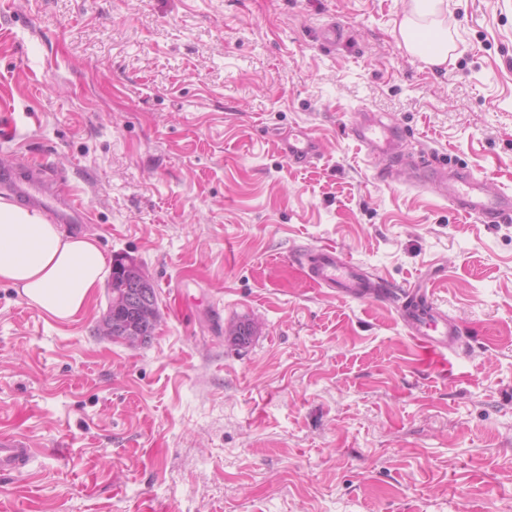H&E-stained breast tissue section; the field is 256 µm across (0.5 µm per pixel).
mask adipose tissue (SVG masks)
Listing matches in <instances>:
<instances>
[{
    "mask_svg": "<svg viewBox=\"0 0 512 512\" xmlns=\"http://www.w3.org/2000/svg\"><path fill=\"white\" fill-rule=\"evenodd\" d=\"M412 2L410 15L400 26L407 49L424 54L431 65L445 64L447 41L435 21L443 0ZM111 265L95 235H72L41 211L0 197V282L49 316L68 320L84 310Z\"/></svg>",
    "mask_w": 512,
    "mask_h": 512,
    "instance_id": "obj_1",
    "label": "adipose tissue"
}]
</instances>
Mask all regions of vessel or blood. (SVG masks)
<instances>
[{
    "label": "vessel or blood",
    "mask_w": 512,
    "mask_h": 512,
    "mask_svg": "<svg viewBox=\"0 0 512 512\" xmlns=\"http://www.w3.org/2000/svg\"><path fill=\"white\" fill-rule=\"evenodd\" d=\"M349 130L364 148L370 165L384 172L396 162L398 140L383 123L359 119L351 123ZM277 147L280 154L295 165H310L319 156L316 140L306 135H289L280 139ZM423 180L435 193L447 198L460 214L479 218L486 224L512 222V197L486 193L482 178L469 169L435 168L424 173ZM0 183L27 206L49 212L54 223L79 227L93 221L91 212L75 198L64 194L57 180L43 169L22 164L0 170ZM283 262L308 287L323 295L391 304L406 335L421 349L439 356L457 355L468 349L460 325L436 305L431 290L416 286L389 287L383 277L343 259L332 246L295 250L285 256ZM33 457L34 448L28 436L22 433L0 435V473H23Z\"/></svg>",
    "instance_id": "vessel-or-blood-1"
}]
</instances>
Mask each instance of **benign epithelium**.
I'll list each match as a JSON object with an SVG mask.
<instances>
[{"label": "benign epithelium", "instance_id": "benign-epithelium-1", "mask_svg": "<svg viewBox=\"0 0 512 512\" xmlns=\"http://www.w3.org/2000/svg\"><path fill=\"white\" fill-rule=\"evenodd\" d=\"M121 285L109 292L107 311L99 325L100 335L123 336L129 345H140L149 339L157 318L151 314L152 294L150 280L136 258L126 256L119 260Z\"/></svg>", "mask_w": 512, "mask_h": 512}]
</instances>
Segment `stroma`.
<instances>
[{"instance_id":"35a3bbf8","label":"stroma","mask_w":512,"mask_h":512,"mask_svg":"<svg viewBox=\"0 0 512 512\" xmlns=\"http://www.w3.org/2000/svg\"><path fill=\"white\" fill-rule=\"evenodd\" d=\"M410 5L0 0V165L64 174L160 313L132 347L97 333L106 291L61 321L0 284V433L36 445L0 512H512V223L378 174L348 133L366 109L406 159L512 195V0H444L439 67L403 42ZM297 128L306 168L274 144ZM302 244L432 289L470 353L283 280Z\"/></svg>"}]
</instances>
